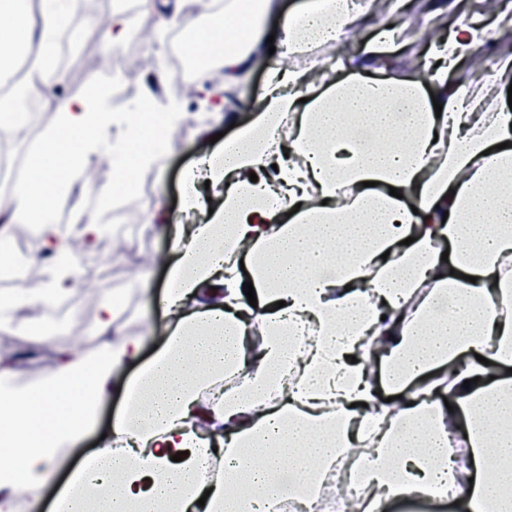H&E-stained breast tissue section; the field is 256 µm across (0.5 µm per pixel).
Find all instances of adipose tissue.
<instances>
[{
	"instance_id": "ef3b65f1",
	"label": "adipose tissue",
	"mask_w": 512,
	"mask_h": 512,
	"mask_svg": "<svg viewBox=\"0 0 512 512\" xmlns=\"http://www.w3.org/2000/svg\"><path fill=\"white\" fill-rule=\"evenodd\" d=\"M274 3L238 0L216 24L169 10L199 32L198 53L220 58L229 89ZM398 8L448 19L410 76L384 67L407 45L405 24L384 20L361 55L287 65L364 25L363 0H306L284 17L256 118L204 145L183 176L182 209L200 218L167 227L163 346L141 362L113 296L94 359L65 352L41 387H0V512L21 497L37 512L59 448L83 437L114 372L136 361L123 407L54 512H277L288 494L319 502L322 474L348 452L361 461L358 493L322 512L418 497L512 512V112L486 103L512 82V57L452 80L501 26H476L458 0ZM70 9L41 0L34 15L0 0V71L39 47L23 94L57 80L53 44ZM176 118L109 112L102 93L58 108L9 210L40 223L35 308L79 284L49 205L66 204L102 158L118 168L102 200L128 191Z\"/></svg>"
}]
</instances>
